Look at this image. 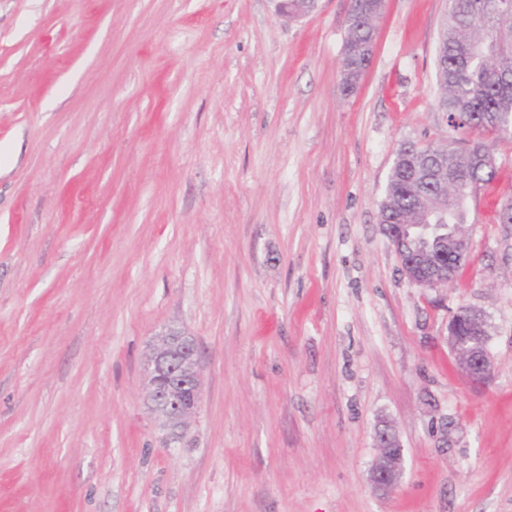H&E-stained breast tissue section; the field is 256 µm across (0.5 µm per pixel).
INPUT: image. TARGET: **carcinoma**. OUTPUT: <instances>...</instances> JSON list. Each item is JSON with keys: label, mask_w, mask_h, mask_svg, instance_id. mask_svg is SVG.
I'll list each match as a JSON object with an SVG mask.
<instances>
[{"label": "carcinoma", "mask_w": 512, "mask_h": 512, "mask_svg": "<svg viewBox=\"0 0 512 512\" xmlns=\"http://www.w3.org/2000/svg\"><path fill=\"white\" fill-rule=\"evenodd\" d=\"M372 25H347L342 68L343 92L350 94L366 62L363 50ZM439 106L455 131L503 137L512 134V8L502 0H450L447 26L439 45ZM448 169L469 176L448 190V223H467L468 198L491 183L478 156L458 147L448 154ZM400 222L417 220L419 199L407 186L404 171L393 167L385 189Z\"/></svg>", "instance_id": "carcinoma-1"}]
</instances>
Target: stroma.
I'll use <instances>...</instances> for the list:
<instances>
[{
	"label": "stroma",
	"mask_w": 512,
	"mask_h": 512,
	"mask_svg": "<svg viewBox=\"0 0 512 512\" xmlns=\"http://www.w3.org/2000/svg\"><path fill=\"white\" fill-rule=\"evenodd\" d=\"M348 8L0 0V512H512V139L455 280L409 284L380 203L401 148L455 136L448 0H387L346 96ZM168 326L203 375L169 447L142 373ZM461 324L467 328L469 336H476L480 340V348L468 351L464 360L457 352L460 344L457 336H459ZM486 330V321L482 314L468 306L459 309L448 329L451 348L459 360L461 370L475 381L488 379L493 371V363L487 347ZM375 439L379 455L371 471V482L379 489H393L403 476V448L396 433L386 424L378 426Z\"/></svg>",
	"instance_id": "stroma-1"
}]
</instances>
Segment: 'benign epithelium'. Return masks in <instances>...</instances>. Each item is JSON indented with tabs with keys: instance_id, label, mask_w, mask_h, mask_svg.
Segmentation results:
<instances>
[{
	"instance_id": "benign-epithelium-1",
	"label": "benign epithelium",
	"mask_w": 512,
	"mask_h": 512,
	"mask_svg": "<svg viewBox=\"0 0 512 512\" xmlns=\"http://www.w3.org/2000/svg\"><path fill=\"white\" fill-rule=\"evenodd\" d=\"M425 155L430 156L428 166L434 189L421 210L419 223L392 224L384 219L382 227L410 284L446 287L466 260L469 243L462 225L448 223V149L412 146L401 153V159L418 170ZM437 254L448 256L450 261L436 260ZM462 325L469 335L479 338L480 348L468 351L465 359L459 360L461 370L475 381H484L493 371L486 321L477 310L461 307L448 329L454 351L459 348ZM143 370L147 402L165 418L166 443L170 445L181 438L202 402L201 365L195 338L183 330H162L149 345ZM375 439L379 455L371 471V482L379 489H393L403 476V448L396 433L386 424L378 426Z\"/></svg>"
}]
</instances>
